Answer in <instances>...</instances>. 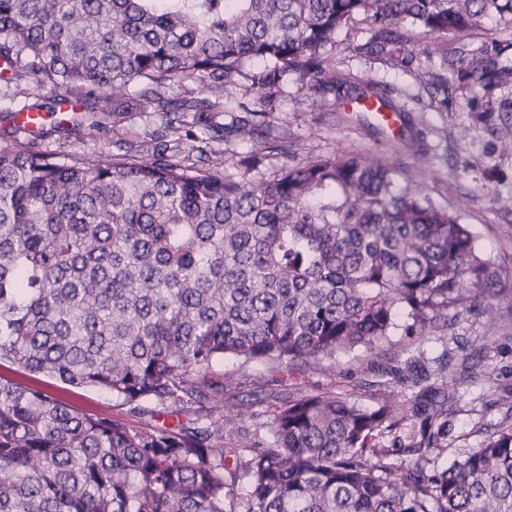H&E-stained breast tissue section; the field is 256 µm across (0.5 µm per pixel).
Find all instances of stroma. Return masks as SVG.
I'll use <instances>...</instances> for the list:
<instances>
[{"label":"stroma","mask_w":512,"mask_h":512,"mask_svg":"<svg viewBox=\"0 0 512 512\" xmlns=\"http://www.w3.org/2000/svg\"><path fill=\"white\" fill-rule=\"evenodd\" d=\"M340 67L359 76L385 81L401 89L429 148L423 188L435 202L455 211L468 224L484 258L501 271L504 282H512V210L502 207L512 199V135L496 140L475 124L465 96H456L445 112L419 110L424 92L419 80L402 71L369 64L337 50ZM270 121L276 134L296 160L311 156L340 155L377 150L378 145L364 130L343 121L341 113L325 110L320 102L289 83L286 96ZM471 356L475 365L471 380L458 387L459 400L448 416V447L439 457V466L448 465L459 449L479 447L483 436L478 424L493 425L504 418L505 407L495 400L503 389L512 388V317L502 316L498 325H489L480 308L464 316L449 314L444 336H412L402 328L392 330L378 350L358 348L338 353L335 359L318 366L271 365L254 362L241 367L238 359L225 358L214 366L215 379L224 380V399L248 410L239 434H253L270 422L288 401L304 396L333 393L372 409L388 399L398 398L405 410L413 408L416 391H397L391 372L410 357L432 359ZM41 388L58 400L76 406L86 414L105 415L129 426L144 421L118 406L111 393L92 387L75 388L45 378ZM422 418L412 415L401 429L402 450L393 462L409 463L415 455L410 448L421 439Z\"/></svg>","instance_id":"stroma-1"}]
</instances>
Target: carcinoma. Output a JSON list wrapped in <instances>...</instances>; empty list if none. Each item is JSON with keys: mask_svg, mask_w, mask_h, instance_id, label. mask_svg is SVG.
Segmentation results:
<instances>
[{"mask_svg": "<svg viewBox=\"0 0 512 512\" xmlns=\"http://www.w3.org/2000/svg\"><path fill=\"white\" fill-rule=\"evenodd\" d=\"M360 16L351 56L409 72L419 34H452L425 106L448 110L451 87L475 123L512 126V0H0V98L24 101L0 139V364L104 389L137 416H194L136 429L0 378V512H512V423L431 465L456 378L428 385L419 358L392 370L422 390L413 463L390 462L398 401L318 394L288 402L270 441H240L248 497L224 478V435L248 414L212 378L224 357L310 366L375 348L402 312L417 335L446 336L450 308L479 301L493 324L512 307L417 171L403 185L369 151L296 162L274 134L292 79L382 137L370 101L402 114L396 148L426 162L402 91L336 64ZM488 17L495 38L479 33ZM132 112L160 129L128 127L96 159L44 146L95 141ZM219 141L259 149L230 174Z\"/></svg>", "mask_w": 512, "mask_h": 512, "instance_id": "1", "label": "carcinoma"}]
</instances>
